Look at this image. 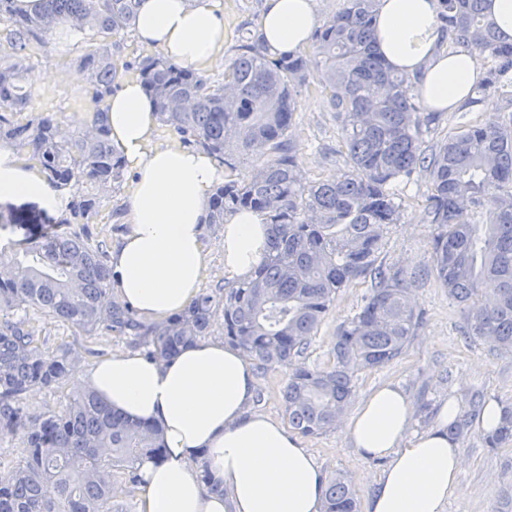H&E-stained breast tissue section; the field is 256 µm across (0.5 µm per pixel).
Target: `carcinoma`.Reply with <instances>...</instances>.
<instances>
[{
  "label": "carcinoma",
  "mask_w": 512,
  "mask_h": 512,
  "mask_svg": "<svg viewBox=\"0 0 512 512\" xmlns=\"http://www.w3.org/2000/svg\"><path fill=\"white\" fill-rule=\"evenodd\" d=\"M139 2L44 0L29 15L15 0H0V19L8 18L0 44L12 49L0 55V140L35 159L49 185L71 191L67 213L56 219L31 207L0 211L3 229L33 226L0 246V437L17 427L30 430L19 461L0 471V512H114V473L123 471L135 487L142 459L164 454L159 426L122 417L88 388L68 396L58 411H25L26 388L59 383L71 363L66 350L56 360L41 357L28 328L32 311L87 332L132 336L146 356L160 359L208 335L219 311L224 341L260 369L288 370L284 413L290 427L309 437L345 415L359 371L402 355L423 320L412 291L428 280L460 306L469 341L512 353V116L466 124L426 153L425 138L442 113L423 111L415 78L382 61L373 37L378 0H343L315 31L310 51L294 57H269L261 37L245 31L218 80L161 53L123 64L137 69L158 119L184 146L222 159L224 143L234 138L243 152L264 157L215 188L205 223L220 225L228 214L249 210L263 217L267 236L249 279L225 281L219 295L198 297L163 324L145 325L128 304L108 299L114 275L107 255L88 234L61 226L89 223L105 200L102 192L124 180L125 158L107 136V98L120 81L119 36L135 28ZM484 3L439 0L440 19L448 40L486 68L464 111H482L493 92L512 113V44L500 41ZM62 22L78 32L96 28L105 39L76 60L93 91L87 130L71 138L52 115L24 125L11 120L30 97L26 49ZM312 62L349 160L348 171L334 179H311L287 139ZM421 168L431 175L427 213L435 233L427 262L409 271L378 256L404 210L396 185ZM361 278L371 288L338 326L329 361H301L339 292ZM468 433V420L448 423L450 439L463 441ZM484 443L512 446V402L501 405ZM200 478L209 492L224 495L205 461ZM322 512H359L344 475L329 478Z\"/></svg>",
  "instance_id": "carcinoma-1"
}]
</instances>
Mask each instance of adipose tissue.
I'll return each mask as SVG.
<instances>
[{
  "label": "adipose tissue",
  "instance_id": "obj_1",
  "mask_svg": "<svg viewBox=\"0 0 512 512\" xmlns=\"http://www.w3.org/2000/svg\"><path fill=\"white\" fill-rule=\"evenodd\" d=\"M315 22L316 0H264L259 30L277 57L301 52ZM135 29L139 40L187 67H206L224 47V17L210 0H142ZM374 39L388 66L417 78L429 111L463 106L482 77L469 52L446 50L438 0H380ZM108 104L109 140L136 175L128 229L110 257L116 296L146 323L159 324L200 292L208 257L204 210L224 172L207 152L156 144L155 107L139 81L124 82ZM22 191L49 208L59 203L42 175L0 144V200ZM221 235L225 268L250 275L265 246L260 217L236 213ZM79 376L112 409L162 430L163 459L140 464V512H321L325 471L279 420L253 410L256 379L239 349L196 343L169 361L116 353ZM456 412L441 405L435 427L411 436L413 401L398 385L382 384L358 404L343 424L350 444L389 460L366 512H446L462 467L448 437ZM200 451L223 495L207 493L192 471Z\"/></svg>",
  "mask_w": 512,
  "mask_h": 512
}]
</instances>
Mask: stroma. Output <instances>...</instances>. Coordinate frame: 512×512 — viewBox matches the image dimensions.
<instances>
[{
	"instance_id": "1",
	"label": "stroma",
	"mask_w": 512,
	"mask_h": 512,
	"mask_svg": "<svg viewBox=\"0 0 512 512\" xmlns=\"http://www.w3.org/2000/svg\"><path fill=\"white\" fill-rule=\"evenodd\" d=\"M214 5L224 14V50L232 52L239 27L257 29L263 0H214ZM102 39L98 30L88 28L79 34L76 46L70 50H60L50 36L42 44L31 45L27 51V73L34 79L31 96L26 107L14 113V122L23 124L40 113L49 112L63 128L79 131V119L85 113L91 93L86 72L77 71L75 79L62 86L39 82L37 76L57 68L60 61L77 58ZM320 79L318 70L310 71L289 130L303 167L316 180L340 175L349 168L346 155L337 150L336 122L325 112L317 93ZM133 179V174H126L120 187L110 194L88 224L90 243L102 244L108 251L120 242L126 226L116 222L113 212L126 209ZM429 191V173L422 169L403 186L408 202L400 223L391 225L384 238L379 253L381 261L412 270L427 260L434 234V227L426 217ZM367 289V282L359 280L339 292L335 307L308 351V364L327 362L338 325L357 311ZM414 304L423 316L422 326L399 358L375 370L359 373L354 387L355 399H363L383 383L399 384L416 407L409 427L413 433L431 429L436 408L444 400L459 402L475 390L483 392L489 402L512 399V354L492 350L478 342H464L460 308L435 282L417 288ZM29 328L42 354L56 357L62 349H69L79 368L88 367L101 356L132 348L130 337L104 330L88 333L37 314L31 315ZM469 433L467 441L460 446L463 456L460 493L450 502L447 512H499L501 491L512 490V447L486 448L482 432L474 423L470 424ZM303 444L326 474L342 473L362 503L372 495L387 465L384 458L367 456L352 448L339 424L322 435L304 438Z\"/></svg>"
}]
</instances>
